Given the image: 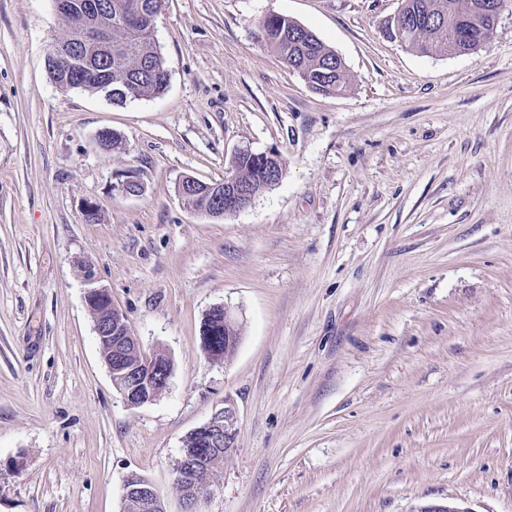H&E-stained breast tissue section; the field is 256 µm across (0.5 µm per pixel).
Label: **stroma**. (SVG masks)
<instances>
[{
	"label": "stroma",
	"instance_id": "1",
	"mask_svg": "<svg viewBox=\"0 0 512 512\" xmlns=\"http://www.w3.org/2000/svg\"><path fill=\"white\" fill-rule=\"evenodd\" d=\"M400 6L165 0L169 87L116 105L51 80L53 0H0V512H120L132 472L176 512L184 441L227 404L206 512H512V7L427 56L386 35ZM269 14L342 58L343 95L264 45ZM246 148L283 167L246 209L179 196ZM129 176L141 196L114 192ZM89 271L173 362L152 402L112 384ZM217 306L239 337L213 363ZM224 313L221 311V307L213 308L208 315L206 316V319L204 321V324H207L208 326H211L212 328H218V335L215 337L214 340V350L212 351L218 355L216 356L211 351V345L213 342V337L215 334V330L212 329H206V334L204 336H201V347L203 351L207 354V357L212 362H219L222 360L221 357L224 358V356L227 355L228 349L225 344L224 346V337L228 340L229 343H231L232 336H229L226 331V336H224V327L226 328L227 332L230 333L232 330H234V324L233 320L230 316L229 311L224 307ZM219 330H222L221 332ZM235 331V330H234ZM221 356V357H219Z\"/></svg>",
	"mask_w": 512,
	"mask_h": 512
}]
</instances>
